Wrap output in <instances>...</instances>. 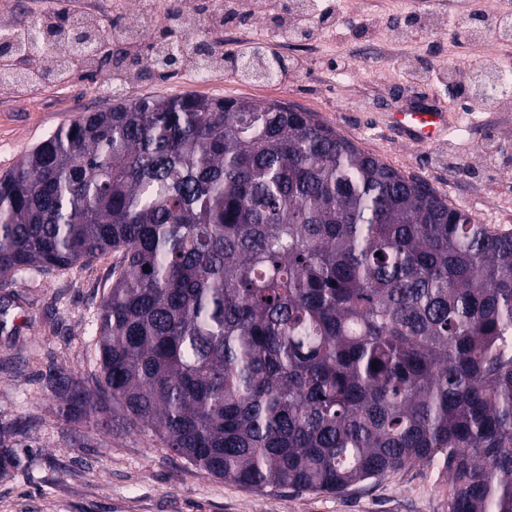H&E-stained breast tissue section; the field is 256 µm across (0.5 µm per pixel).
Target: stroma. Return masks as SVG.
<instances>
[{
  "label": "stroma",
  "instance_id": "stroma-1",
  "mask_svg": "<svg viewBox=\"0 0 512 512\" xmlns=\"http://www.w3.org/2000/svg\"><path fill=\"white\" fill-rule=\"evenodd\" d=\"M139 0H0V27L60 9L112 21L119 4ZM332 26L309 40L271 23L277 0H238L240 17L225 24L224 53L261 42L287 67L270 82L215 73L191 82V65L134 80L129 97H249L316 113L328 125L392 167L430 182L455 207L484 224L512 225V98L476 95L467 75L449 77L450 62L474 59L512 71V41L477 43L454 21L478 0H334ZM351 67V80L336 77ZM430 101L470 118L466 133L433 146L398 142L388 113ZM106 70L86 67L63 81L0 82V173L82 113L112 106ZM112 259L0 287L10 306L0 318V442L32 447L23 469L0 475V512H448L452 487L441 462L408 466L343 493L257 492L212 476L169 452L148 434L115 425L62 420L47 386L50 371L94 380L99 372L90 334L107 288Z\"/></svg>",
  "mask_w": 512,
  "mask_h": 512
}]
</instances>
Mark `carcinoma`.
<instances>
[{
	"instance_id": "cac0c4a2",
	"label": "carcinoma",
	"mask_w": 512,
	"mask_h": 512,
	"mask_svg": "<svg viewBox=\"0 0 512 512\" xmlns=\"http://www.w3.org/2000/svg\"><path fill=\"white\" fill-rule=\"evenodd\" d=\"M18 34L19 69L60 37ZM153 68L173 66L149 46ZM277 75L275 57L245 56ZM94 388L60 414L149 432L249 489L340 493L443 461L448 512H512V226L483 224L278 102L131 98L0 174V281L108 254ZM378 365L373 369L372 365ZM31 448L0 452V473Z\"/></svg>"
}]
</instances>
